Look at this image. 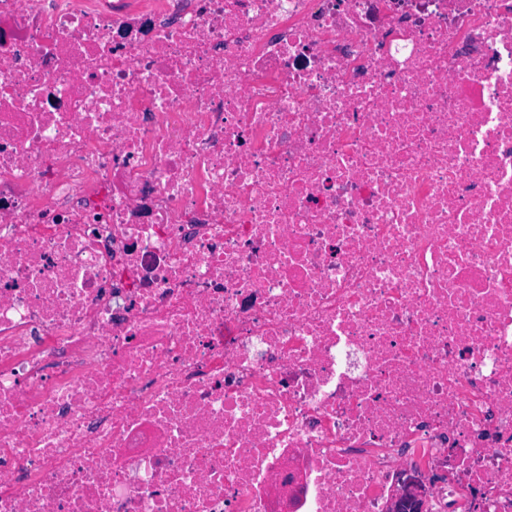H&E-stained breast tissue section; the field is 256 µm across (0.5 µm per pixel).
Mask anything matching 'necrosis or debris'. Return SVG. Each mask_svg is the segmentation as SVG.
<instances>
[{
	"mask_svg": "<svg viewBox=\"0 0 512 512\" xmlns=\"http://www.w3.org/2000/svg\"><path fill=\"white\" fill-rule=\"evenodd\" d=\"M512 512V0H0V512Z\"/></svg>",
	"mask_w": 512,
	"mask_h": 512,
	"instance_id": "obj_1",
	"label": "necrosis or debris"
}]
</instances>
